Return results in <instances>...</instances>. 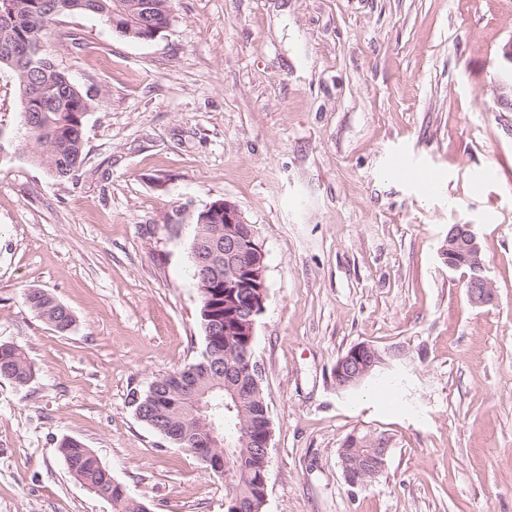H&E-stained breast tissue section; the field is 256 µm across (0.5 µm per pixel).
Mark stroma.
I'll return each mask as SVG.
<instances>
[{
  "label": "stroma",
  "instance_id": "1",
  "mask_svg": "<svg viewBox=\"0 0 512 512\" xmlns=\"http://www.w3.org/2000/svg\"><path fill=\"white\" fill-rule=\"evenodd\" d=\"M46 45L94 97L69 180L31 164L0 68V512H112L69 436L149 512H224V481L128 404L203 347L195 216L234 203L266 254L255 330L272 438L263 512H512V0H174L149 41L70 14ZM434 167V191L401 162ZM474 225L495 299L442 256ZM41 289L75 322L24 301ZM385 362L341 390L359 344ZM389 439L350 486L353 431ZM25 303L58 332H66L73 323L71 313L65 310L55 298L41 290H32L25 294ZM64 306V305H63ZM34 375V365L21 347L0 344V380L22 387L27 385ZM367 448L366 453L356 452L357 448H346L351 443ZM389 440L383 436H374L359 431L351 432L342 443L339 458L344 477L350 486L365 485L377 478L386 464Z\"/></svg>",
  "mask_w": 512,
  "mask_h": 512
}]
</instances>
